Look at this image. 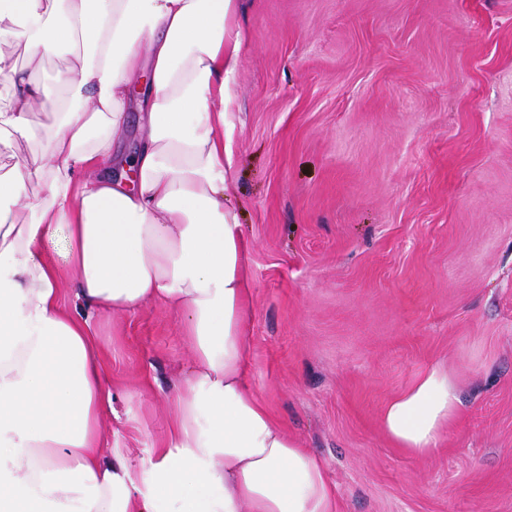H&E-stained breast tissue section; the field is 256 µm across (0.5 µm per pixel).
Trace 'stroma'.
I'll return each instance as SVG.
<instances>
[{"label":"stroma","mask_w":512,"mask_h":512,"mask_svg":"<svg viewBox=\"0 0 512 512\" xmlns=\"http://www.w3.org/2000/svg\"><path fill=\"white\" fill-rule=\"evenodd\" d=\"M245 7L229 177L257 395L321 459L336 512H512V0ZM94 327L103 457L139 470L192 350L159 302ZM437 363L462 408L417 457L381 411Z\"/></svg>","instance_id":"stroma-1"}]
</instances>
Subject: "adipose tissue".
Wrapping results in <instances>:
<instances>
[{"mask_svg": "<svg viewBox=\"0 0 512 512\" xmlns=\"http://www.w3.org/2000/svg\"><path fill=\"white\" fill-rule=\"evenodd\" d=\"M241 14L242 0H0V77L13 88L1 133L29 138L39 66L68 56V96L34 167L0 173V512H335L320 458L269 414L244 359L248 242L229 202L225 138ZM57 238L77 312L43 249ZM155 300L183 316L194 360L168 435L137 476L102 459L111 390L93 320ZM461 404L434 365L387 402L381 427L430 455Z\"/></svg>", "mask_w": 512, "mask_h": 512, "instance_id": "obj_1", "label": "adipose tissue"}]
</instances>
